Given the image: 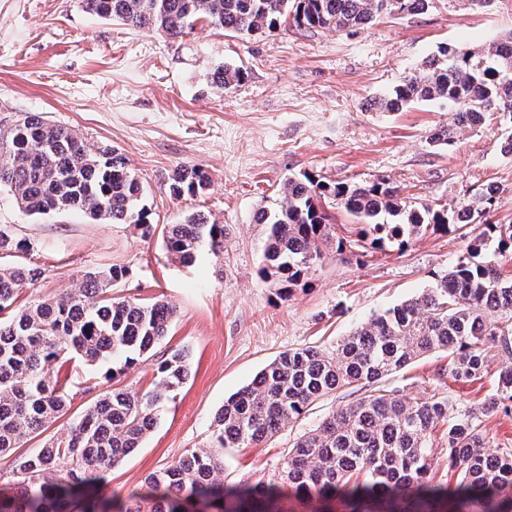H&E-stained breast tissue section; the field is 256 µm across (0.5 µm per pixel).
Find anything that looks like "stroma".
I'll use <instances>...</instances> for the list:
<instances>
[{"instance_id":"35a3bbf8","label":"stroma","mask_w":512,"mask_h":512,"mask_svg":"<svg viewBox=\"0 0 512 512\" xmlns=\"http://www.w3.org/2000/svg\"><path fill=\"white\" fill-rule=\"evenodd\" d=\"M511 31L510 5L475 12L464 0H432L424 12L385 16L349 33L282 26L229 36L199 22L170 39L100 18L81 0H0V121L38 112L88 144L110 145L143 185L152 223L177 224L200 212L224 227L223 255L204 248L186 267L161 236L146 239L132 225L75 211L26 216L0 192V224L17 225L34 241L29 259L46 270L37 295L59 294L84 272L116 265L130 271L125 295L175 307L166 340L118 374L115 386L144 392L167 349L192 347L189 381L160 408L142 448L107 474L101 498L127 497L150 473L206 446L216 410L280 353L335 343L373 312L431 285L468 245L457 233L428 232L404 251L347 262L330 248L305 285L281 299L260 272L266 227L255 216L278 204L285 178H383L416 206L455 205L492 184V218L512 224V155L498 149L500 119L461 130L453 147L437 149L430 138L450 124L448 104L375 107L442 44L473 48ZM224 64L245 71L226 91L211 82ZM181 165L203 168L211 182L206 194L169 196L166 184ZM509 364L511 355L488 349L483 377L462 384L446 374L445 353L436 352L383 384L464 407L492 395ZM354 398L350 390L336 393L270 440L225 449V484L278 476L295 438Z\"/></svg>"}]
</instances>
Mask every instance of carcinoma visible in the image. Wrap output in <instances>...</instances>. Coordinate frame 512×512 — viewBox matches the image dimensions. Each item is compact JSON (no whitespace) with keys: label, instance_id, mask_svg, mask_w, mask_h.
Here are the masks:
<instances>
[{"label":"carcinoma","instance_id":"1","mask_svg":"<svg viewBox=\"0 0 512 512\" xmlns=\"http://www.w3.org/2000/svg\"><path fill=\"white\" fill-rule=\"evenodd\" d=\"M85 9L135 29L181 36L199 20L226 32L253 34L292 18L303 30L360 28L383 13H415L428 0H82ZM225 65L211 77L229 90L244 79ZM444 100L453 123L433 134L435 148L455 144L457 131L475 129L497 113L511 126L499 151L512 154V35L479 48L441 46L422 69L403 78L379 109ZM208 186L201 169L183 167L169 190L195 196ZM28 216L77 211L93 220L132 224L151 237L157 225L142 204L143 187L122 155L90 146L73 129L24 113L0 126V188ZM497 195L488 186L456 206L416 207L383 180L325 183L303 173L281 187L277 208L258 211L267 225L262 272L288 294L336 253H371L403 247L426 232L487 228L456 262L419 294L374 312L336 344L284 351L230 397L215 417L210 444L195 448L145 480L149 493L132 496L112 512H512V451H485L482 417L512 411V365L498 374L497 394L456 409L445 397L407 399L380 386L385 377L434 352L448 356V376L482 378L488 347L512 353V277L498 268L512 261V224L489 214ZM331 200L357 220L356 239L336 238L323 202ZM168 253L186 266L202 246L223 253L224 225L191 214L162 227ZM495 260L482 256L489 235ZM34 244L0 224V259L27 254ZM45 270L0 264V512H104L97 485L156 426L157 409L174 400L189 378L190 348L170 350L151 387L141 395L110 388L41 448L17 453L62 416L72 384L53 369L65 354L87 365L128 366L168 336L176 310L163 300L124 296L117 288L129 271L112 266L87 272L77 288L52 298L24 295ZM369 394L329 414L300 435L284 459L280 480L224 485V449L254 447L299 419L316 401L345 388ZM448 448L452 478L435 480L432 452Z\"/></svg>","mask_w":512,"mask_h":512}]
</instances>
